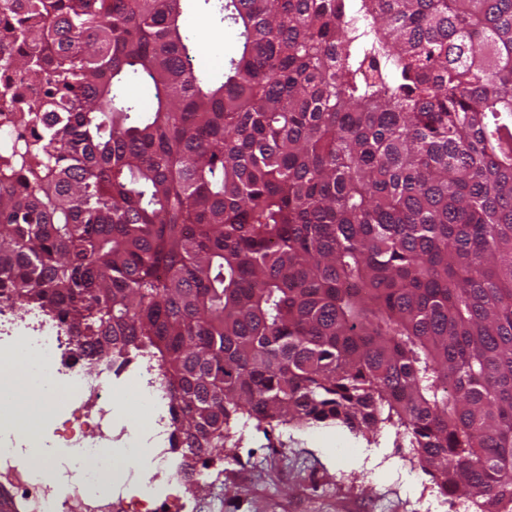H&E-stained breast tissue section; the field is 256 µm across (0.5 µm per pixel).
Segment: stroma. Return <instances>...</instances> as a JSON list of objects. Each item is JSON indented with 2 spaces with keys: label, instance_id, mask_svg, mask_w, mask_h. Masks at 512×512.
<instances>
[{
  "label": "stroma",
  "instance_id": "1",
  "mask_svg": "<svg viewBox=\"0 0 512 512\" xmlns=\"http://www.w3.org/2000/svg\"><path fill=\"white\" fill-rule=\"evenodd\" d=\"M183 18L197 35L194 66L218 76L237 50L233 31L215 38L210 16L189 0ZM311 438L306 425L263 432L233 425L208 470L221 484L191 487L201 512H469L466 498L443 495L413 471V454L392 427L362 436L336 424Z\"/></svg>",
  "mask_w": 512,
  "mask_h": 512
}]
</instances>
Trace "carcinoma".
<instances>
[{"label":"carcinoma","instance_id":"obj_1","mask_svg":"<svg viewBox=\"0 0 512 512\" xmlns=\"http://www.w3.org/2000/svg\"><path fill=\"white\" fill-rule=\"evenodd\" d=\"M181 2L0 0V298L152 359L196 461L392 426L512 512V0H201L217 78ZM197 35V50L194 67L213 76H220L224 71V59L237 50L236 37L233 31L224 29L223 42L218 41L213 33L217 32L210 16L197 8L196 2L187 4L182 19Z\"/></svg>","mask_w":512,"mask_h":512}]
</instances>
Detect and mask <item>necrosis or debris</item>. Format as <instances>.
Masks as SVG:
<instances>
[{
	"mask_svg": "<svg viewBox=\"0 0 512 512\" xmlns=\"http://www.w3.org/2000/svg\"><path fill=\"white\" fill-rule=\"evenodd\" d=\"M25 345L35 356V364L25 366L26 375L33 378L40 391L66 395L72 406L73 418L91 421L97 431L96 440L85 438L83 429H76L69 445L81 449L79 462L81 476L72 487L68 504H60L54 483L33 480V472L18 468L14 460L17 441L14 436L3 435L2 430L16 422L9 399L0 392V470L5 471L25 492L26 512H95V502L102 495L97 490L99 472L93 461L98 449L120 444L125 455L135 449L152 451L154 466L145 472L138 483H129L123 474L112 480L111 496L116 499L118 512H124L127 492H134L137 503L155 506L164 503L183 512L186 485L180 470L166 461L160 447V437L167 425L162 406L168 405L169 395L152 361H143L133 377L135 401L145 416L144 431L121 429L113 432L112 419L117 412L119 387L112 379L107 365L91 363L74 346L70 336L57 323L42 318L35 309L24 316H16L11 303H0V349Z\"/></svg>",
	"mask_w": 512,
	"mask_h": 512,
	"instance_id": "4bbe7bcc",
	"label": "necrosis or debris"
}]
</instances>
